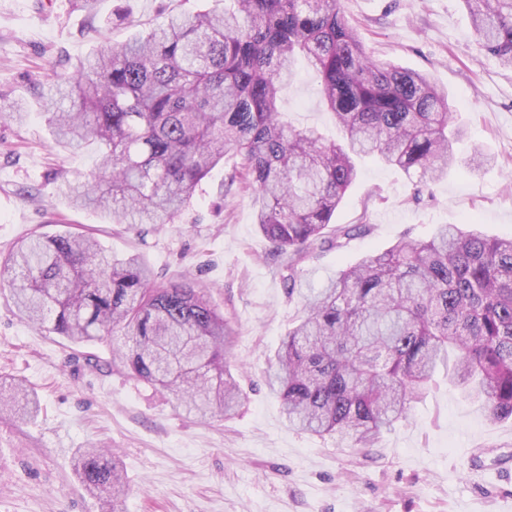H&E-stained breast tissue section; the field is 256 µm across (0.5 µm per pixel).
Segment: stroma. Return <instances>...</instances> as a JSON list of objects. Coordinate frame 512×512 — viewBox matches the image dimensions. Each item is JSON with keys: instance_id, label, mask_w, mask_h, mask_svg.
Instances as JSON below:
<instances>
[{"instance_id": "1", "label": "stroma", "mask_w": 512, "mask_h": 512, "mask_svg": "<svg viewBox=\"0 0 512 512\" xmlns=\"http://www.w3.org/2000/svg\"><path fill=\"white\" fill-rule=\"evenodd\" d=\"M214 0H100L89 17L73 0H0V112L24 104L23 125L0 122V254L22 238L85 225L113 254L139 255L165 284L183 274L206 286L235 330L247 394L236 418L201 421L112 368V346L75 345L32 327L0 283V391L22 382L30 416L0 412V512H105L109 492H88L73 458L91 446L116 458L127 489L123 512H512V420L488 424L480 402L436 372L407 420L363 452L349 442L288 426L266 385L268 360L301 308L255 223L240 157L229 154L171 224H115L73 208L67 185L96 171L95 143L56 146L41 113L52 69L76 63L107 37L121 43L169 16ZM372 60L427 75L447 91L459 158L494 154L418 186L393 167L358 161L333 221L367 224L341 252L315 251L300 266L307 287L402 237L429 240L442 224L480 225L512 238V68L476 41L462 0H341ZM284 120L337 138L320 79L298 68L283 91Z\"/></svg>"}]
</instances>
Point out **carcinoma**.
Instances as JSON below:
<instances>
[{
	"label": "carcinoma",
	"instance_id": "carcinoma-1",
	"mask_svg": "<svg viewBox=\"0 0 512 512\" xmlns=\"http://www.w3.org/2000/svg\"><path fill=\"white\" fill-rule=\"evenodd\" d=\"M462 2L482 49L512 67V0ZM300 57L320 75L345 144L282 121ZM43 115L58 146L102 149L97 171L69 187L71 205L129 224L174 222L224 154L241 156L258 230L288 272V294L304 300L267 376L289 426L372 448L449 362L448 382L476 393L489 423L512 418V238L443 225L428 241L403 237L365 256L316 292L302 287L299 265L314 250H341L369 230L331 225L355 159L423 185L457 163L448 93L372 60L340 0H224L120 44L106 38L55 72ZM4 275L29 323L74 344L122 337L128 373L199 417L243 407L234 332L197 281L159 286L139 256H115L85 230L22 239L0 256ZM35 405L25 389L0 400L23 415ZM74 469L86 489H110L121 512L116 462L85 448Z\"/></svg>",
	"mask_w": 512,
	"mask_h": 512
}]
</instances>
